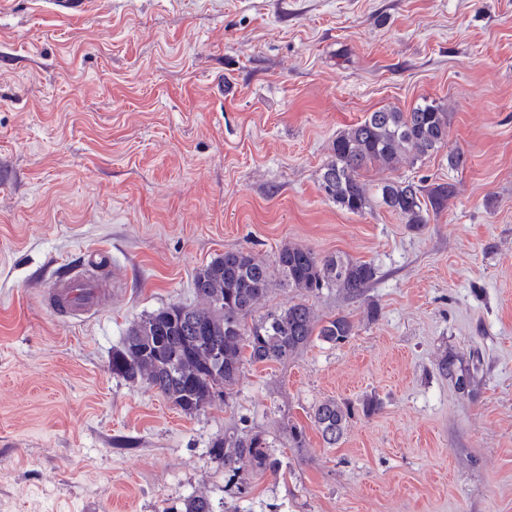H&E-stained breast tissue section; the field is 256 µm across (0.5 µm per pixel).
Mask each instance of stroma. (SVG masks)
Instances as JSON below:
<instances>
[{
  "instance_id": "obj_1",
  "label": "stroma",
  "mask_w": 512,
  "mask_h": 512,
  "mask_svg": "<svg viewBox=\"0 0 512 512\" xmlns=\"http://www.w3.org/2000/svg\"><path fill=\"white\" fill-rule=\"evenodd\" d=\"M425 99L448 110L446 148L361 179L447 185L442 209L414 229L323 195L341 131ZM287 243L376 276L358 297L275 284L256 314L303 300L348 316L346 341L243 363L192 416L113 373L134 322L198 305L199 268ZM75 271L112 283L86 319L44 302ZM328 398L356 409L333 446L312 422ZM232 433L264 435L278 470L225 469L212 445ZM195 495L214 512H512V0H0V512Z\"/></svg>"
}]
</instances>
